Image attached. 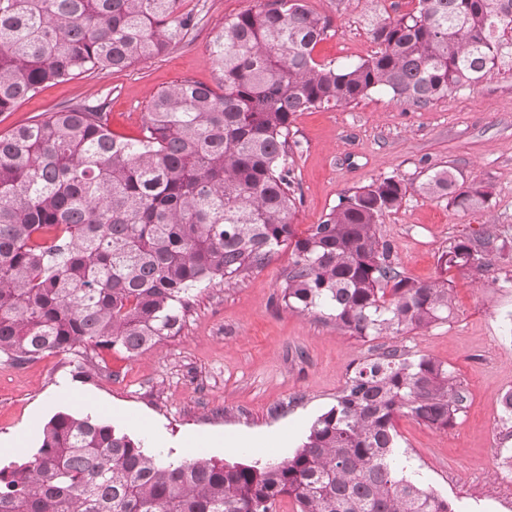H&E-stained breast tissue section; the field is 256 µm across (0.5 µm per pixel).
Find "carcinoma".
<instances>
[{
  "instance_id": "cac0c4a2",
  "label": "carcinoma",
  "mask_w": 512,
  "mask_h": 512,
  "mask_svg": "<svg viewBox=\"0 0 512 512\" xmlns=\"http://www.w3.org/2000/svg\"><path fill=\"white\" fill-rule=\"evenodd\" d=\"M179 2L0 0V112L166 53L198 25ZM330 27L304 0H266L217 26V85L186 78L154 94L141 137L112 132L105 98L0 136V355L18 366L77 348L137 357L179 333L193 288L284 247L291 309L362 339L448 321L453 281L403 275L380 234L404 180L357 188L298 235L291 119L375 91L422 106L512 71V0H418L375 19L380 51L338 67L313 57ZM419 189L464 212L491 196L448 170ZM489 245L458 238L440 267L484 272L507 249ZM465 402L442 363L387 350L355 368L293 455L251 465H174L110 424L58 412L31 460L0 466V512H273L283 497L298 512H453L396 453L394 420L446 430Z\"/></svg>"
}]
</instances>
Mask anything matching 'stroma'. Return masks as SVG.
<instances>
[{"label": "stroma", "instance_id": "35a3bbf8", "mask_svg": "<svg viewBox=\"0 0 512 512\" xmlns=\"http://www.w3.org/2000/svg\"><path fill=\"white\" fill-rule=\"evenodd\" d=\"M262 0H187L200 22L182 43L109 76L90 75L44 89L0 113V135L53 109L109 96L113 132L138 136L150 96L179 78L216 86L208 50L224 19ZM332 27L315 48L319 62L343 65L373 55L377 14L411 11L414 0H305ZM290 137L298 147L293 169L300 203L299 232L320 223L340 198L373 180L403 179L408 192L380 226L399 270L428 281L440 277L438 258L454 239L492 231L512 240V72L491 73L476 85L416 107L374 92L357 104L297 113ZM491 191L482 208L463 212L447 200L422 195L419 184L435 171ZM292 262L281 249L262 269L230 282L200 285L177 336L135 358L112 350L93 358L91 378L79 375L75 351L58 352L22 367L0 357V438L24 433L15 458L36 452L48 420L59 411L86 414V400L112 407L107 423L142 439L149 424L172 455L183 439L247 431L251 450L209 457L248 463L291 455L313 420L336 402L353 369L379 349L427 356L461 382L466 407L447 430L401 415L394 424L411 467L455 512H512V483L495 467L512 448L500 421L499 397L512 390V260L481 275L455 276L454 316L425 331L362 340L318 313H300L281 296Z\"/></svg>", "mask_w": 512, "mask_h": 512}]
</instances>
